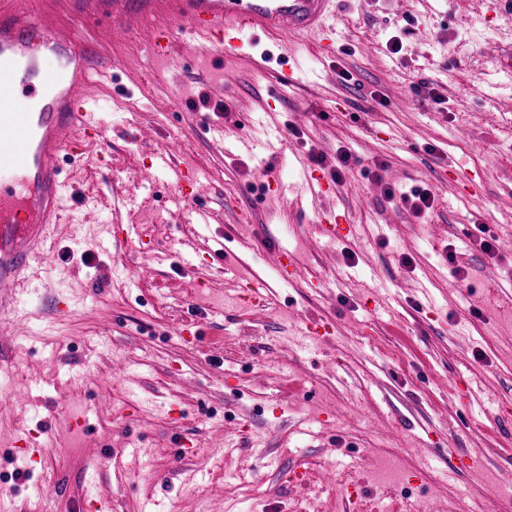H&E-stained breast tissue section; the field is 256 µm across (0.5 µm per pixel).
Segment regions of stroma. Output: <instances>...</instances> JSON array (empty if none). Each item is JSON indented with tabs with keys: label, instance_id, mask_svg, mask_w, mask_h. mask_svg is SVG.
Instances as JSON below:
<instances>
[{
	"label": "stroma",
	"instance_id": "stroma-1",
	"mask_svg": "<svg viewBox=\"0 0 512 512\" xmlns=\"http://www.w3.org/2000/svg\"><path fill=\"white\" fill-rule=\"evenodd\" d=\"M327 24L331 53L249 37L220 64L186 30L164 62L148 30L113 37L126 90L94 102L112 176L93 147L65 165L53 249L0 320V382L15 385L0 392V501L14 512H74L92 470L112 512H303L335 473L321 512H512V81L494 72L512 16L493 0H336ZM275 55L300 66L298 85L278 84ZM343 147L334 194L297 195L304 168L331 174ZM163 151L186 181L140 179ZM387 185L428 189L433 206L413 215ZM321 209L354 237L324 236ZM148 246L161 262L139 260ZM212 249L267 281L264 306L237 300ZM276 250L302 268L291 284ZM311 318L333 335L304 339ZM98 394L111 413L91 412ZM68 415L90 437L65 432ZM30 435L40 453H17ZM101 445L111 461L95 462Z\"/></svg>",
	"mask_w": 512,
	"mask_h": 512
}]
</instances>
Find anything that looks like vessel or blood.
Returning a JSON list of instances; mask_svg holds the SVG:
<instances>
[{
    "label": "vessel or blood",
    "instance_id": "b4317fda",
    "mask_svg": "<svg viewBox=\"0 0 512 512\" xmlns=\"http://www.w3.org/2000/svg\"><path fill=\"white\" fill-rule=\"evenodd\" d=\"M333 0H58L69 19L60 35L42 21L40 0H0V306L13 290L50 225L59 223L62 163H76L85 145H104L105 130L89 118L90 87L122 74L99 28H149L154 55L168 54L175 25L213 42L215 57L237 56L245 34L323 38ZM80 512H112L111 498L89 485Z\"/></svg>",
    "mask_w": 512,
    "mask_h": 512
}]
</instances>
